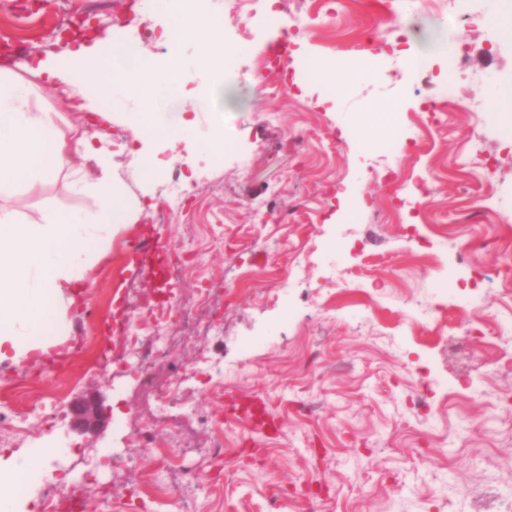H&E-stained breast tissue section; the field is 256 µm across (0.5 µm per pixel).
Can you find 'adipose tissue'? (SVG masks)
Returning a JSON list of instances; mask_svg holds the SVG:
<instances>
[{"label": "adipose tissue", "instance_id": "ef3b65f1", "mask_svg": "<svg viewBox=\"0 0 512 512\" xmlns=\"http://www.w3.org/2000/svg\"><path fill=\"white\" fill-rule=\"evenodd\" d=\"M182 40L195 44L201 58L219 55L223 31L215 23L212 0H172ZM115 44L111 37L93 46L71 50L66 62H39L36 71L47 80L61 81L68 96H79L80 110H94L98 97L123 90L139 110L134 120L152 115L170 139L179 138L189 127L185 118L168 121L154 112L161 92L179 88L184 68L180 53L159 61H147L124 70L104 69ZM30 88L13 72L0 71V192L18 177L30 185L53 180L68 164V143L47 113L28 107ZM74 188L100 195L102 204L93 223L74 214L47 215L40 224H29L0 213V358L20 349L28 337L39 334L54 315L53 294L60 282L78 279L92 259L104 231L127 224L137 213L112 178L107 157L99 159L94 182L75 177Z\"/></svg>", "mask_w": 512, "mask_h": 512}]
</instances>
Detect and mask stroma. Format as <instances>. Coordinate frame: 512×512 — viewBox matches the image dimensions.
I'll return each mask as SVG.
<instances>
[{"mask_svg":"<svg viewBox=\"0 0 512 512\" xmlns=\"http://www.w3.org/2000/svg\"><path fill=\"white\" fill-rule=\"evenodd\" d=\"M86 2L48 0L29 12L0 0V37L23 23L25 61L64 58L56 34ZM281 2L274 26L228 0L219 19L232 49L223 89L212 88L187 46L181 92L158 99L159 111L194 119L190 139L222 136L220 152L192 155L184 142L152 137L130 120L133 103L102 100L92 117L71 109L61 88L27 79L32 111L49 113L66 138L88 136L95 120L109 128L112 174L147 209L101 239L80 276L87 304L61 284L55 327L29 351L0 359V407L35 401L59 418L50 433L33 419L25 434L1 425L0 468L68 445L61 488L90 512H456L457 488L512 489V144L487 109L493 92L512 85V31L497 24L498 0H455L456 24L430 0ZM292 34L306 38L309 53L289 59L280 94L267 95L233 46ZM439 44L463 57L461 69L447 71ZM410 50L425 56L430 85L407 73ZM321 64L342 73L341 88L320 76ZM431 98L444 107L426 138L418 120ZM398 99L411 106L397 120L375 113L378 102ZM145 146L162 159L148 182L136 164ZM173 179L176 198L164 190ZM97 209L66 169L0 194V210L31 224L50 211L90 217ZM143 235L162 244L151 272L130 252ZM428 254L441 267L424 276ZM174 256L187 270L176 282L164 273ZM478 272L485 305L476 310L457 290ZM147 280L191 311L159 323L171 342L152 369L155 384L171 386L177 366L203 372L180 386L164 415L136 372L113 373L104 360L120 353L112 325L139 310ZM480 316L486 333L469 339L478 359L470 386L443 400L442 381L460 373L441 350ZM90 396L109 412L81 431L74 410ZM232 397L261 400L274 427L256 431L243 418L225 426ZM188 405L194 418L182 415ZM132 429L149 438L147 471L155 452L184 444L165 501L146 481L133 511L104 492L124 478L112 459ZM219 432L216 464L207 450ZM92 468L95 485L84 480ZM187 471L198 478L189 490Z\"/></svg>","mask_w":512,"mask_h":512,"instance_id":"obj_1","label":"stroma"}]
</instances>
